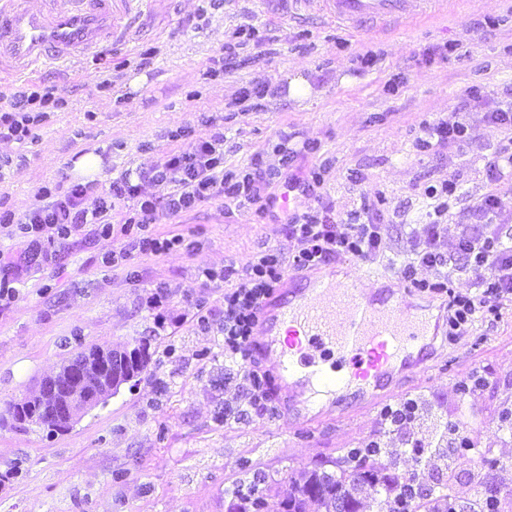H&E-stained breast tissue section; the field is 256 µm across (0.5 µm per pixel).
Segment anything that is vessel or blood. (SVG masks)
Segmentation results:
<instances>
[{"mask_svg": "<svg viewBox=\"0 0 512 512\" xmlns=\"http://www.w3.org/2000/svg\"><path fill=\"white\" fill-rule=\"evenodd\" d=\"M145 0H0V63L34 74L75 57H96L112 38L131 42ZM436 0H289L288 15L316 14L349 33L424 17ZM430 304L384 288L365 293L335 273L291 275L261 304L246 348L269 375L281 409L310 422L391 396L401 377L427 368L440 324Z\"/></svg>", "mask_w": 512, "mask_h": 512, "instance_id": "vessel-or-blood-1", "label": "vessel or blood"}]
</instances>
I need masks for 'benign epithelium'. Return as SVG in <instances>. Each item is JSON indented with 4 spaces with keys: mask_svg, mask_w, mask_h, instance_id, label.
<instances>
[{
    "mask_svg": "<svg viewBox=\"0 0 512 512\" xmlns=\"http://www.w3.org/2000/svg\"><path fill=\"white\" fill-rule=\"evenodd\" d=\"M133 355L110 347L89 346L79 359L45 378L31 396L39 412L47 413L59 431H69L78 417L105 403L121 385L133 379L134 372L125 369Z\"/></svg>",
    "mask_w": 512,
    "mask_h": 512,
    "instance_id": "obj_1",
    "label": "benign epithelium"
}]
</instances>
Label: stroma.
<instances>
[{
  "mask_svg": "<svg viewBox=\"0 0 512 512\" xmlns=\"http://www.w3.org/2000/svg\"><path fill=\"white\" fill-rule=\"evenodd\" d=\"M287 10L280 0H224L219 7L211 0H150L132 46L73 60L61 74L38 73V81L65 87L68 107L51 113L25 143H0V156L15 160L0 182V205L26 213L41 187L75 182V162L93 151L103 159L98 187L109 191L122 174L169 151L192 152L196 137H165L182 126L198 134L223 131L228 167L257 158L278 163L286 132L289 148L299 152L297 168L327 163L323 193L337 210L383 194L392 220L386 251L374 261L343 263L361 288H376L378 278L395 275L410 225L427 209L424 185L459 184L461 195L448 209L452 223L489 190L483 161L501 134L480 113L467 117L471 140L464 151L424 153L416 138L425 120L451 112L468 87L490 91L512 82V0H464L458 13L361 35L317 17L288 20ZM481 21L492 23L491 35H482ZM244 22L267 42L209 74L230 32ZM431 43H458L468 53L412 65ZM148 49L156 55L143 69L139 54ZM367 50L379 61L356 71L353 53ZM297 71L312 86L309 100L279 92L257 109L242 96L254 78H271L281 89ZM116 72L121 81L104 87ZM139 74L144 83L132 87ZM400 75L405 84L388 94L387 82ZM306 140L317 142L316 153L301 154ZM153 230L182 236L187 245L112 266L104 258L124 246V236L82 230L56 245L52 263L24 275L11 302H0V414L76 353L73 336L86 345L143 344L151 354L141 375L65 434L0 426V473L22 464L18 477L0 485V512H231L236 491L254 474L264 476L273 503L288 480L371 441L387 448L396 475L418 472L422 489L452 483L455 498L468 500L475 493L468 458L426 455L417 463L409 453L412 441L434 447L448 422L468 428L500 459L489 484L498 490L500 512H512V432H501L499 422L503 410L512 411V301L504 302L497 322L478 320L465 335L439 341L437 364L402 382L394 403L420 398L429 406L407 429L386 435L379 405L300 425L280 413L276 398L249 405L240 378L224 369L223 336L195 317L197 307L215 316L224 304L223 283L203 287L202 269L240 274L264 248L286 254L298 242L271 216L219 200L178 215L159 213ZM159 288L165 299L153 311L145 301ZM473 377L481 387L462 395V383Z\"/></svg>",
  "mask_w": 512,
  "mask_h": 512,
  "instance_id": "35a3bbf8",
  "label": "stroma"
}]
</instances>
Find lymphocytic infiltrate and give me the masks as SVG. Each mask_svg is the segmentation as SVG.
Segmentation results:
<instances>
[{
	"instance_id": "lymphocytic-infiltrate-1",
	"label": "lymphocytic infiltrate",
	"mask_w": 512,
	"mask_h": 512,
	"mask_svg": "<svg viewBox=\"0 0 512 512\" xmlns=\"http://www.w3.org/2000/svg\"><path fill=\"white\" fill-rule=\"evenodd\" d=\"M10 107L0 110V142L24 143L48 113L66 105L58 86L28 82L13 86L8 94ZM479 112L487 124L505 136L498 152L487 157L483 171L490 190L468 209L462 222L448 226V205L459 191L456 183L444 181L427 186L425 198L434 200L422 227L411 229L406 239V259L398 272L413 287L443 288L453 275L468 272L474 278V290L455 295L449 303L448 333L463 335L474 319L496 320L504 301L512 299V208L505 207L500 190L512 185V84L494 90L490 98L466 92L459 96L452 113L425 121L420 140L422 148L461 149L470 139L467 113ZM295 154L284 151L275 165L255 162L244 169L224 165V135L220 132L200 135L193 152H169L155 163L139 168L135 175H122L113 181L108 195H96L95 182L73 183L65 191L41 188L31 208L23 216L4 211L0 227L10 230L23 248L15 262L0 267V301L15 296L13 284L32 266L50 262L45 243L69 239L73 232L89 228L91 234L108 237L113 232L112 212L117 201L133 198L134 213L124 214L122 226L131 242L109 256L115 264L133 253L159 255L181 247V237L162 238L152 233L158 212L183 213L198 203L222 199L254 205L267 213L279 194L313 195L324 183L322 167H311L304 174L292 169ZM158 186V193L145 195L142 184ZM289 237L300 247L282 255L274 249L262 251L244 274L230 280L228 274L203 270L205 282H227L224 310L219 324L209 316L197 318L200 327L217 326L224 337V360L235 367L244 382L250 404L265 400V377L245 362L246 347L253 336L262 301L277 288L287 270L303 271L325 265L335 258L371 261L385 247L386 224L376 203L361 199L348 213H337L332 202L321 201L309 212L285 215ZM452 248H445V240ZM434 269V281L416 277L418 268Z\"/></svg>"
}]
</instances>
